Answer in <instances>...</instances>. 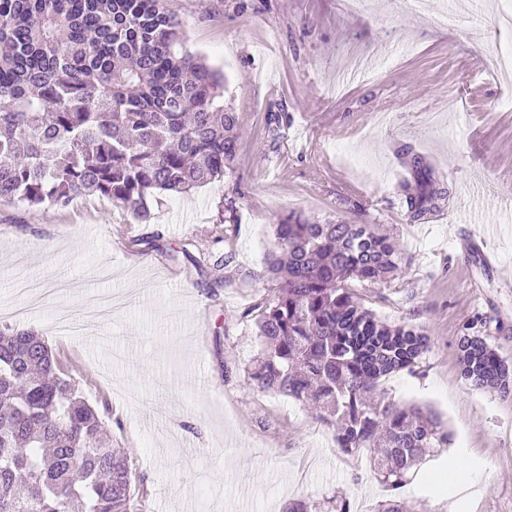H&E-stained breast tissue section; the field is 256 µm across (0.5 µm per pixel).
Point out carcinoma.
Returning a JSON list of instances; mask_svg holds the SVG:
<instances>
[{"label":"carcinoma","mask_w":512,"mask_h":512,"mask_svg":"<svg viewBox=\"0 0 512 512\" xmlns=\"http://www.w3.org/2000/svg\"><path fill=\"white\" fill-rule=\"evenodd\" d=\"M239 140L224 75L184 47L164 0H0V202L61 209L95 195L148 224L155 193L223 178ZM413 168L418 217L433 195ZM265 268L273 295L256 307L251 384L317 405L343 453H370L389 491L374 512H417L395 491L450 432L435 411L385 399L381 382L413 370L429 339L380 319L360 292L402 275L399 243L377 224L292 212L276 219ZM464 341L462 378L511 394L512 366L486 339ZM141 482L43 337L1 327L0 512H130ZM285 512L351 507L336 495Z\"/></svg>","instance_id":"1"}]
</instances>
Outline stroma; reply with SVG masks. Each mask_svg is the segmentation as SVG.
<instances>
[{"mask_svg": "<svg viewBox=\"0 0 512 512\" xmlns=\"http://www.w3.org/2000/svg\"><path fill=\"white\" fill-rule=\"evenodd\" d=\"M165 6L188 48L224 71L241 140L223 180L158 195L148 224L95 196L64 209L0 203V306H24L32 281L86 283L48 292L16 325L43 336L144 477L130 512H282L339 491L352 512H373L386 496L367 458L343 454L311 409L247 380L273 223L292 211L396 229L404 273L366 284V304L423 329L430 349L382 389L454 432L401 499L420 512H512V394L469 386L458 362L476 317L512 362V293L501 288L512 282V110L498 107L512 74L472 65L512 43L498 0H371L360 13L343 0ZM349 48L365 74L340 84ZM416 157L439 194L414 221ZM452 453L464 498L447 474Z\"/></svg>", "mask_w": 512, "mask_h": 512, "instance_id": "obj_1", "label": "stroma"}]
</instances>
